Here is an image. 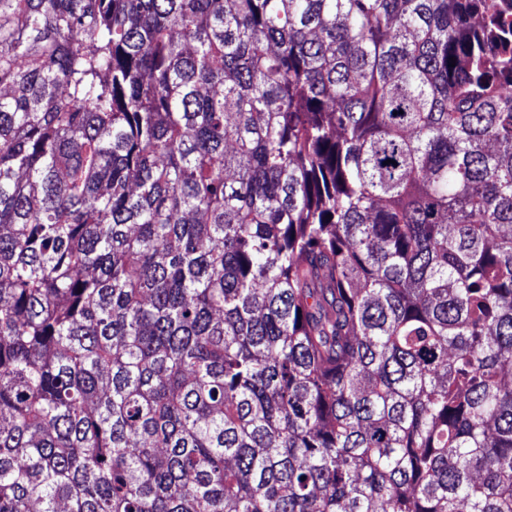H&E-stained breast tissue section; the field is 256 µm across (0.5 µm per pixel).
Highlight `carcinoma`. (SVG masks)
I'll list each match as a JSON object with an SVG mask.
<instances>
[{"instance_id":"obj_1","label":"carcinoma","mask_w":512,"mask_h":512,"mask_svg":"<svg viewBox=\"0 0 512 512\" xmlns=\"http://www.w3.org/2000/svg\"><path fill=\"white\" fill-rule=\"evenodd\" d=\"M0 512H512L499 0H0Z\"/></svg>"}]
</instances>
